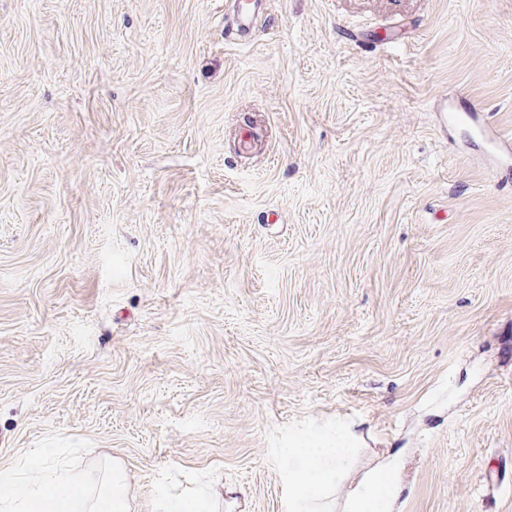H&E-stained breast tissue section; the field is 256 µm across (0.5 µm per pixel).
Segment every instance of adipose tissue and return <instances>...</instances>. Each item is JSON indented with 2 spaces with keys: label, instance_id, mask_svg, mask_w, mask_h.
Masks as SVG:
<instances>
[{
  "label": "adipose tissue",
  "instance_id": "ef3b65f1",
  "mask_svg": "<svg viewBox=\"0 0 512 512\" xmlns=\"http://www.w3.org/2000/svg\"><path fill=\"white\" fill-rule=\"evenodd\" d=\"M355 453L349 437L315 448L288 451V505L293 512H327L322 501ZM383 466L363 473L351 493L348 512H389L393 493L382 487ZM126 468L115 462L99 474L41 463L32 456L22 469L0 467V512H128Z\"/></svg>",
  "mask_w": 512,
  "mask_h": 512
}]
</instances>
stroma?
Wrapping results in <instances>:
<instances>
[{"mask_svg":"<svg viewBox=\"0 0 512 512\" xmlns=\"http://www.w3.org/2000/svg\"><path fill=\"white\" fill-rule=\"evenodd\" d=\"M512 0H0V466L512 512ZM266 4V0L235 1L238 26L241 29L250 28L254 17L266 9ZM352 440L342 436L336 444L317 448H292L288 451V506L291 512H329L320 507L328 491L343 472V463L359 448H351ZM386 465H376L363 473L351 493L347 512H389L393 493L389 487L381 488Z\"/></svg>","mask_w":512,"mask_h":512,"instance_id":"1","label":"stroma"}]
</instances>
